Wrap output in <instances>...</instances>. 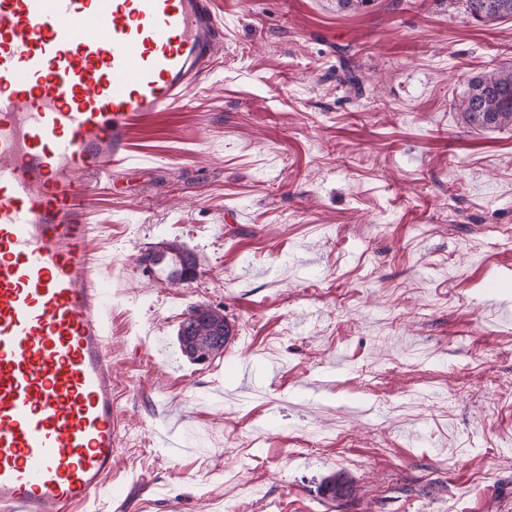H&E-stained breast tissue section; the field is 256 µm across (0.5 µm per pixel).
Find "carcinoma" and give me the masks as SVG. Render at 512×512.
<instances>
[{
  "mask_svg": "<svg viewBox=\"0 0 512 512\" xmlns=\"http://www.w3.org/2000/svg\"><path fill=\"white\" fill-rule=\"evenodd\" d=\"M462 2L465 12L484 24L512 18V0ZM458 110L462 112L464 121L469 125L485 129L512 128V70L492 68L472 78L465 95L458 103ZM166 259L179 265V268L172 272L173 280L188 282L196 278V257L174 245H168L162 251L149 250L140 256L139 262L156 266ZM232 336V326L224 317V311L209 304L189 307L177 332L181 354L197 364L223 356ZM321 493L333 501L345 497L343 484L334 476L324 480Z\"/></svg>",
  "mask_w": 512,
  "mask_h": 512,
  "instance_id": "obj_1",
  "label": "carcinoma"
}]
</instances>
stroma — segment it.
<instances>
[{
	"label": "stroma",
	"instance_id": "stroma-1",
	"mask_svg": "<svg viewBox=\"0 0 512 512\" xmlns=\"http://www.w3.org/2000/svg\"><path fill=\"white\" fill-rule=\"evenodd\" d=\"M213 8L224 39L192 100L78 197L119 419L86 512H512V129L457 109L512 69V19ZM165 242L194 253L193 281L139 263ZM201 303L234 336L196 364L177 330ZM337 473L353 493L331 502Z\"/></svg>",
	"mask_w": 512,
	"mask_h": 512
}]
</instances>
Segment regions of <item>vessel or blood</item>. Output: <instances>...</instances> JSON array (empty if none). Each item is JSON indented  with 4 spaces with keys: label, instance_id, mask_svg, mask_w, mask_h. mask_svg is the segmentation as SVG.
<instances>
[{
    "label": "vessel or blood",
    "instance_id": "vessel-or-blood-1",
    "mask_svg": "<svg viewBox=\"0 0 512 512\" xmlns=\"http://www.w3.org/2000/svg\"><path fill=\"white\" fill-rule=\"evenodd\" d=\"M222 37L212 0H0V512H73L112 474L108 289L77 193Z\"/></svg>",
    "mask_w": 512,
    "mask_h": 512
}]
</instances>
